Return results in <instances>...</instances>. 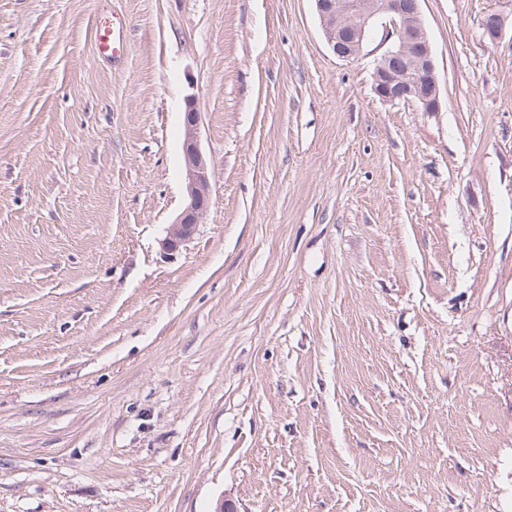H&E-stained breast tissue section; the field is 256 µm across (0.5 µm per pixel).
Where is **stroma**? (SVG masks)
Returning a JSON list of instances; mask_svg holds the SVG:
<instances>
[{"label":"stroma","mask_w":512,"mask_h":512,"mask_svg":"<svg viewBox=\"0 0 512 512\" xmlns=\"http://www.w3.org/2000/svg\"><path fill=\"white\" fill-rule=\"evenodd\" d=\"M421 11L435 112L313 0H0V512H512V0ZM95 50L102 60L112 61L127 49L128 39L123 26L110 23L107 27H96ZM201 114L195 99L185 101L183 112L184 135L182 159L185 170L186 201L183 210L170 225L162 246L167 251H176L194 235L198 224L207 213L211 203V181L208 163L200 147L198 136Z\"/></svg>","instance_id":"stroma-1"}]
</instances>
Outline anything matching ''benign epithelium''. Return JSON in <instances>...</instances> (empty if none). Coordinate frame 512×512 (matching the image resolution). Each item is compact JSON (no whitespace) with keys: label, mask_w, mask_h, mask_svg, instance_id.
I'll return each mask as SVG.
<instances>
[{"label":"benign epithelium","mask_w":512,"mask_h":512,"mask_svg":"<svg viewBox=\"0 0 512 512\" xmlns=\"http://www.w3.org/2000/svg\"><path fill=\"white\" fill-rule=\"evenodd\" d=\"M324 37L332 52L349 60L360 55L375 26L383 29V41L391 46L374 71V91L385 102H414L425 112L439 110L436 63L425 29L421 0H314ZM483 34L491 42L501 38L505 18L499 12L486 14ZM201 113L195 99L185 101L182 159L186 201L170 225L162 246L175 251L194 235L211 203L208 163L198 136Z\"/></svg>","instance_id":"1"}]
</instances>
